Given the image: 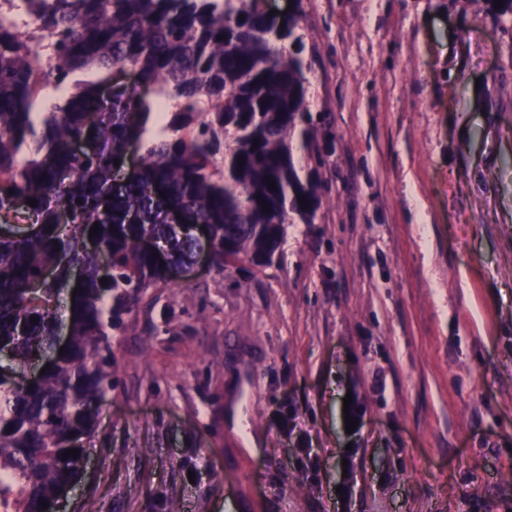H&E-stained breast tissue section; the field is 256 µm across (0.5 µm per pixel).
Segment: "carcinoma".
<instances>
[{
  "label": "carcinoma",
  "instance_id": "1",
  "mask_svg": "<svg viewBox=\"0 0 512 512\" xmlns=\"http://www.w3.org/2000/svg\"><path fill=\"white\" fill-rule=\"evenodd\" d=\"M28 2L41 20L35 45L0 10V352L11 359L0 366V502L44 512L41 502L82 473L84 441L112 392V331L167 277L142 240L180 266L208 247L220 277L242 262L262 271L285 225L314 223L321 197L314 171L304 178L295 163L314 141L297 16H271L264 0ZM124 65L137 84L112 82ZM85 69L103 78L74 80ZM50 78L68 96L37 114ZM161 112L146 164L118 178L113 161ZM166 206L190 223H167ZM21 214L26 228L16 226ZM196 224L209 227L207 241L194 236ZM75 265L82 281L69 345L21 384L17 367L54 352L49 305ZM68 449L78 454L61 460Z\"/></svg>",
  "mask_w": 512,
  "mask_h": 512
}]
</instances>
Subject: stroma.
Returning a JSON list of instances; mask_svg holds the SVG:
<instances>
[{
	"label": "stroma",
	"instance_id": "35a3bbf8",
	"mask_svg": "<svg viewBox=\"0 0 512 512\" xmlns=\"http://www.w3.org/2000/svg\"><path fill=\"white\" fill-rule=\"evenodd\" d=\"M267 6L310 65L315 220L144 291L56 512H512V16Z\"/></svg>",
	"mask_w": 512,
	"mask_h": 512
}]
</instances>
